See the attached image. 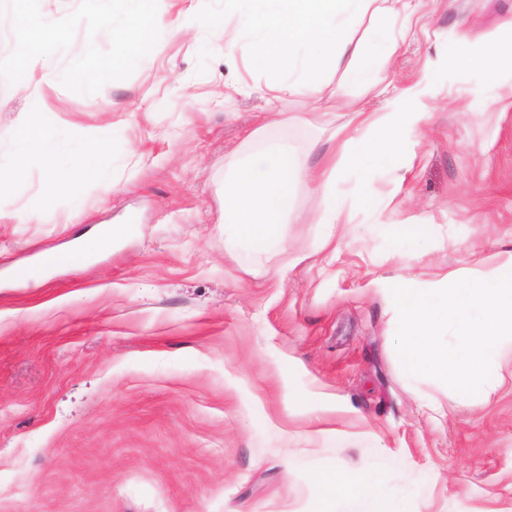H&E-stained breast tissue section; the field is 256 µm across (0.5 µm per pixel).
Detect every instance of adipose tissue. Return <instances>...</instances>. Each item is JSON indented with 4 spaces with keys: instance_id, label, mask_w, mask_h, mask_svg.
<instances>
[{
    "instance_id": "obj_1",
    "label": "adipose tissue",
    "mask_w": 512,
    "mask_h": 512,
    "mask_svg": "<svg viewBox=\"0 0 512 512\" xmlns=\"http://www.w3.org/2000/svg\"><path fill=\"white\" fill-rule=\"evenodd\" d=\"M377 0H235L246 19V47L256 65L273 78L266 114L254 132L259 150L224 180V221L237 241L270 248L272 256L285 249L286 221L309 223V216L288 213V198L302 178L330 186L340 176L363 178L376 165L398 158L410 132L421 126L427 113L413 88L401 89L390 112L372 117L366 108L355 109L352 129H340L334 156L308 171L294 158L286 125L279 117L278 101L301 88L326 83L341 72L350 83L366 88L377 85V75L397 54L400 43L382 22V14H408V0H391L380 8ZM364 40H357L358 29ZM106 130L90 131L75 140L70 130L36 132L19 127L10 162L12 176H22L30 158H40L46 170L43 193L51 203L84 183L107 184L101 166L59 167L61 157L84 144H102ZM319 512H403L400 496L375 478L342 470L319 477Z\"/></svg>"
}]
</instances>
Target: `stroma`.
Returning <instances> with one entry per match:
<instances>
[{
  "label": "stroma",
  "mask_w": 512,
  "mask_h": 512,
  "mask_svg": "<svg viewBox=\"0 0 512 512\" xmlns=\"http://www.w3.org/2000/svg\"><path fill=\"white\" fill-rule=\"evenodd\" d=\"M224 4L201 0L214 27L162 31L95 94L60 82L91 42L81 28L0 96L1 164L19 125H108L83 159L119 185L48 207L39 160L0 179V512H317L334 468L377 472L406 512H512V356L485 408L409 381L371 287L489 272L512 242V73L490 82L462 61L504 42L512 0H412L379 79L389 93L428 80L429 118L398 163L338 185L339 253L321 249L325 225H289L284 279L256 247L227 246L224 177L260 147L269 78L245 51L225 57L245 25ZM359 104L388 110L339 75L285 99L298 162L321 163ZM363 189L376 208L356 205ZM405 219L431 236H398ZM105 227L106 249L43 266Z\"/></svg>",
  "instance_id": "stroma-1"
}]
</instances>
